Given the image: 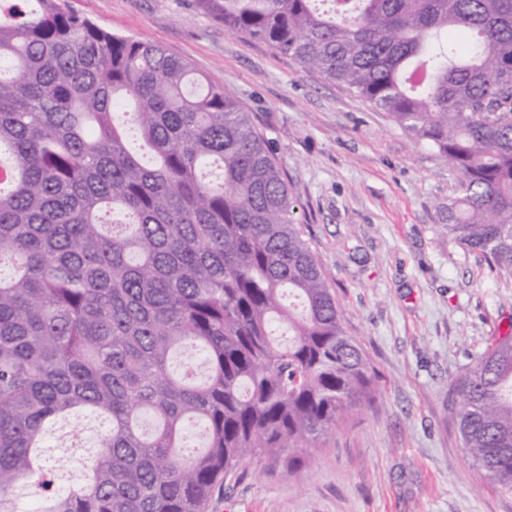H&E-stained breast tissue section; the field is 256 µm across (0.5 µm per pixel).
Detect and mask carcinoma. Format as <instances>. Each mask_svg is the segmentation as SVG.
Listing matches in <instances>:
<instances>
[{"instance_id": "obj_1", "label": "carcinoma", "mask_w": 512, "mask_h": 512, "mask_svg": "<svg viewBox=\"0 0 512 512\" xmlns=\"http://www.w3.org/2000/svg\"><path fill=\"white\" fill-rule=\"evenodd\" d=\"M390 114L460 174L442 230L512 280V0H195ZM0 512H206L247 461L300 470L374 366L224 86L58 0H0ZM512 495V336L452 389ZM106 424L52 489L45 432ZM202 427L199 448L186 444Z\"/></svg>"}]
</instances>
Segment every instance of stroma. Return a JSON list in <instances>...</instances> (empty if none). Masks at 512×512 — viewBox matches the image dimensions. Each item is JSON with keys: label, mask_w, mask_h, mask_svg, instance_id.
I'll use <instances>...</instances> for the list:
<instances>
[{"label": "stroma", "mask_w": 512, "mask_h": 512, "mask_svg": "<svg viewBox=\"0 0 512 512\" xmlns=\"http://www.w3.org/2000/svg\"><path fill=\"white\" fill-rule=\"evenodd\" d=\"M112 33L162 46L249 112L288 177L306 233L379 375L307 468L247 466L207 512H512L466 455L452 383L512 332V281L441 224L459 174L345 86L268 44L225 30L193 0H60ZM100 433L51 449L64 478Z\"/></svg>", "instance_id": "35a3bbf8"}]
</instances>
